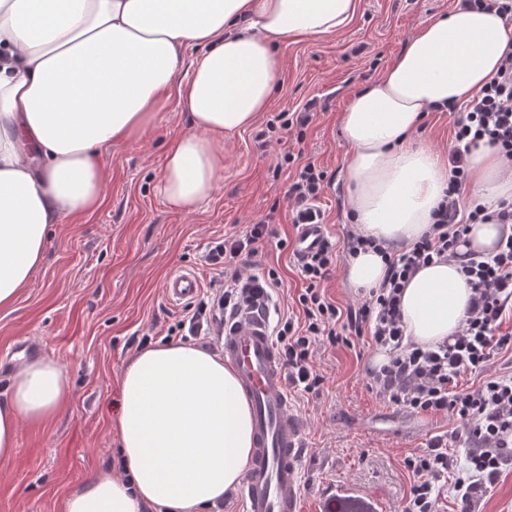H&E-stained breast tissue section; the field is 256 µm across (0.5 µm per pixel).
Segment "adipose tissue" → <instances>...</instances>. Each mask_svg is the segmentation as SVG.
Instances as JSON below:
<instances>
[{"label": "adipose tissue", "instance_id": "ef3b65f1", "mask_svg": "<svg viewBox=\"0 0 512 512\" xmlns=\"http://www.w3.org/2000/svg\"><path fill=\"white\" fill-rule=\"evenodd\" d=\"M359 0H0V308L39 267L50 225L103 201V148L135 138L177 88L193 130L166 156L161 192L191 211L221 160L213 135L252 126L282 68L274 39L342 31ZM200 48L176 82L186 46ZM512 30L493 9L455 7L425 22L342 117L343 169L359 233L381 249L420 239L448 185L438 152L414 144L424 112L474 97L493 76ZM469 187L512 198L498 148L467 156ZM496 221L471 225L456 258L421 268L403 290L406 333L422 346L454 336L472 291L462 255L495 252ZM379 251L350 258L355 289L379 287ZM68 395L60 364L43 356L10 377L0 399V460L16 453L20 421L54 415ZM128 479L101 471L70 490L63 512H201L237 488L253 453L249 405L233 369L204 349L167 342L126 365L116 418Z\"/></svg>", "mask_w": 512, "mask_h": 512}]
</instances>
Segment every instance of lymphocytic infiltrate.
I'll use <instances>...</instances> for the list:
<instances>
[{
    "mask_svg": "<svg viewBox=\"0 0 512 512\" xmlns=\"http://www.w3.org/2000/svg\"><path fill=\"white\" fill-rule=\"evenodd\" d=\"M448 110L453 116L448 188L434 224L390 257L380 287L347 309L331 301L324 289L337 262L335 241L325 240L310 257L298 258L304 282L296 299L298 311L283 313L272 329L293 390L312 396L322 391L325 378L314 364L318 345H369L388 354L387 362L368 370L367 377L389 404L418 414H442L465 429L464 458L449 452L440 436L405 458L414 483L402 512H437L436 487L448 479L457 500L471 504L512 466V374L487 377L476 387L461 382L462 375L486 369L500 354L512 351V234L501 238L497 253H475L463 264L472 296L465 322L451 340L417 345L406 335L401 315L407 281L420 268L455 257L469 225L490 220L512 224L511 200L489 204L462 198L468 182L464 156L471 146L484 141L500 147L512 164V53H505L496 75L476 96L449 104ZM326 178L314 164L297 168L287 191L294 224L320 221L315 203ZM275 235L264 217L212 242L206 262L220 273L210 280L209 294L185 308L170 334L209 336L230 316L269 310L272 291L281 285L279 273L273 268L253 270L251 260Z\"/></svg>",
    "mask_w": 512,
    "mask_h": 512,
    "instance_id": "lymphocytic-infiltrate-1",
    "label": "lymphocytic infiltrate"
}]
</instances>
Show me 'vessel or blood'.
<instances>
[{
  "label": "vessel or blood",
  "instance_id": "1",
  "mask_svg": "<svg viewBox=\"0 0 512 512\" xmlns=\"http://www.w3.org/2000/svg\"><path fill=\"white\" fill-rule=\"evenodd\" d=\"M326 237L321 224L301 225L297 252H315ZM165 293L173 303L194 299L200 282L194 273L169 275ZM224 360L236 372L252 413L254 453L242 478L243 512H301V456L305 428L288 393L286 370L266 318L236 316L220 339Z\"/></svg>",
  "mask_w": 512,
  "mask_h": 512
}]
</instances>
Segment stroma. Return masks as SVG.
<instances>
[{"mask_svg":"<svg viewBox=\"0 0 512 512\" xmlns=\"http://www.w3.org/2000/svg\"><path fill=\"white\" fill-rule=\"evenodd\" d=\"M456 2L360 0L343 31L279 41L282 71L258 122L309 102L315 117L304 138L285 134L265 148L251 128L215 135L224 168L212 195L194 211L173 207L159 191L168 149L192 130L176 94H169L137 138L105 149L101 206L52 225L40 266L14 305L0 309V394L23 345L56 359L69 385L67 401L51 418L21 423L16 455L0 462V512H61L75 485L102 470L120 475L113 421L122 371L137 352L130 340L145 335L150 344L166 342L183 307L168 300L164 281L172 271L191 270L208 285L216 274L204 259L211 241L272 216L288 246L267 243L255 261L276 268L282 278L273 291L277 308L293 306L303 281L290 249L297 229L285 193L296 164L311 161L326 171L322 222L328 237L345 241L353 225L343 178L348 146L341 114L423 23ZM358 45L362 53L353 54ZM375 355L367 348L323 346L315 357L326 378L323 391L292 396L306 427L302 512H325L332 496L361 499L374 512H401L414 481L404 465L407 456L440 435L456 455L464 453L453 420L396 409L369 387L366 372Z\"/></svg>","mask_w":512,"mask_h":512,"instance_id":"stroma-1","label":"stroma"}]
</instances>
